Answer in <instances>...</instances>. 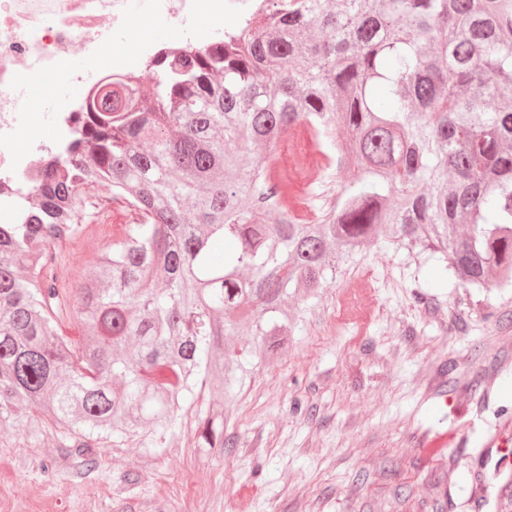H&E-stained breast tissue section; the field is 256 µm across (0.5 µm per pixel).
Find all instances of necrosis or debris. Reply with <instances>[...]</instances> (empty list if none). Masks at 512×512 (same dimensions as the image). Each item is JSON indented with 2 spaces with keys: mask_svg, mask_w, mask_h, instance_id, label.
<instances>
[{
  "mask_svg": "<svg viewBox=\"0 0 512 512\" xmlns=\"http://www.w3.org/2000/svg\"><path fill=\"white\" fill-rule=\"evenodd\" d=\"M265 0H0V141L11 139L18 118L14 88L24 79L54 74L57 81L81 84L92 91L102 80L119 76L120 57L112 47L133 7L175 24L186 13L223 14L225 8L262 12ZM78 47L90 71L63 70L59 53ZM43 142L25 150L0 153V186L20 175L30 183L43 177Z\"/></svg>",
  "mask_w": 512,
  "mask_h": 512,
  "instance_id": "necrosis-or-debris-1",
  "label": "necrosis or debris"
}]
</instances>
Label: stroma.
Wrapping results in <instances>:
<instances>
[{"instance_id":"stroma-1","label":"stroma","mask_w":512,"mask_h":512,"mask_svg":"<svg viewBox=\"0 0 512 512\" xmlns=\"http://www.w3.org/2000/svg\"><path fill=\"white\" fill-rule=\"evenodd\" d=\"M217 29L142 13L114 49L134 70L137 41L187 30L205 42ZM335 155L281 142L278 167L304 162L281 202L298 180L335 198L359 173ZM94 193L97 221L62 248L74 284L132 219L107 187ZM296 308L287 353L257 369L224 425L235 453L195 447L189 417L159 450L12 432L0 437V512H512L485 465L512 429V288H431L405 251L374 246Z\"/></svg>"}]
</instances>
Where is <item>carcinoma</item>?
Returning a JSON list of instances; mask_svg holds the SVG:
<instances>
[{"instance_id":"1","label":"carcinoma","mask_w":512,"mask_h":512,"mask_svg":"<svg viewBox=\"0 0 512 512\" xmlns=\"http://www.w3.org/2000/svg\"><path fill=\"white\" fill-rule=\"evenodd\" d=\"M155 72L150 89L100 86L42 182L0 198V436L162 448L192 409L195 446L230 455L246 357L283 354L288 299L367 247L436 262L434 288L512 287V0H271ZM298 124L362 170L306 222L271 178ZM99 185L137 220L71 289L59 248L86 233ZM244 321L245 353L224 345Z\"/></svg>"}]
</instances>
